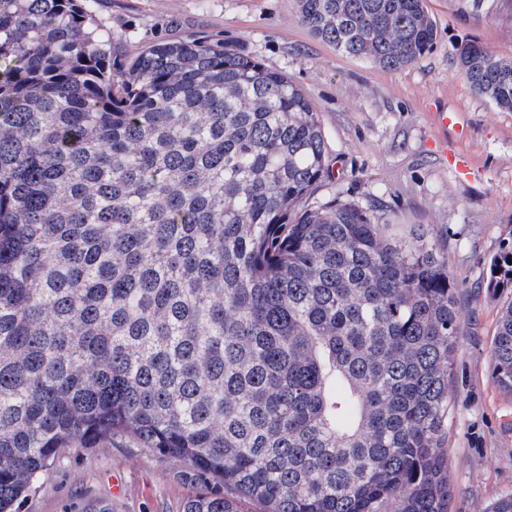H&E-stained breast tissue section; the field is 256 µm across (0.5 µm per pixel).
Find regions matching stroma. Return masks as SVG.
Wrapping results in <instances>:
<instances>
[{
  "instance_id": "obj_1",
  "label": "stroma",
  "mask_w": 512,
  "mask_h": 512,
  "mask_svg": "<svg viewBox=\"0 0 512 512\" xmlns=\"http://www.w3.org/2000/svg\"><path fill=\"white\" fill-rule=\"evenodd\" d=\"M426 0L433 48L388 70L341 54L302 26L294 0H103L101 14L124 54L158 39L221 40L291 77L320 115L335 177L314 198L350 199L379 223L419 224L446 259L462 297L464 328L452 356L448 420L449 512H487L512 493V395L492 376L491 346L512 296L486 287L489 261L512 243V112L477 97L455 62L475 40L512 59V0ZM453 112L442 129L435 113ZM466 153L472 174L449 169L434 144ZM123 491L113 495V483ZM198 491L186 467L130 436L65 449L19 512H182Z\"/></svg>"
}]
</instances>
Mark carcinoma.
<instances>
[{"label":"carcinoma","mask_w":512,"mask_h":512,"mask_svg":"<svg viewBox=\"0 0 512 512\" xmlns=\"http://www.w3.org/2000/svg\"><path fill=\"white\" fill-rule=\"evenodd\" d=\"M99 0H0V512L66 448L128 435L220 490L183 512H449L460 289L427 231L338 198L319 112L222 41L114 68ZM397 70L426 0H295ZM512 112V60L457 47ZM487 288L512 289V246ZM512 393V302L491 348Z\"/></svg>","instance_id":"cac0c4a2"}]
</instances>
